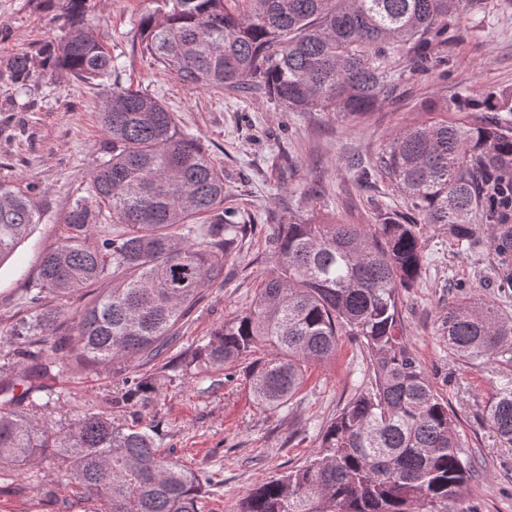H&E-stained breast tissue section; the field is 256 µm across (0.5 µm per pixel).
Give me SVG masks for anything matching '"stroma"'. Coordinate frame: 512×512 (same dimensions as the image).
Here are the masks:
<instances>
[{"label": "stroma", "instance_id": "obj_1", "mask_svg": "<svg viewBox=\"0 0 512 512\" xmlns=\"http://www.w3.org/2000/svg\"><path fill=\"white\" fill-rule=\"evenodd\" d=\"M155 0H92L85 25L117 65L112 82L158 98L179 128L201 140L224 173V207L248 227L224 266V279L206 288L180 329L167 368L147 366L152 389L137 403L121 399L120 377L108 369L89 375L77 367L40 378L41 392L23 413L51 424L69 439L83 415L97 413L154 436L162 453L207 474L203 512H237L243 497L272 476L302 466L319 433L366 381L365 354L353 337L339 339L334 360L310 366L286 405H258L243 364L196 373L186 363L195 346L250 307L274 260L272 224L296 218L324 224H372L379 211H405L406 202L381 172L378 154L402 128L460 111L465 95L512 97V0H476L451 25L448 61L425 68L390 54L398 81L364 115L314 110L291 112L262 92L199 89L159 70L139 48V23ZM46 0H0V60L36 54L65 35ZM105 87L66 72L37 76L27 89L0 81V183L28 190L39 216L34 233L0 267V354L16 320L30 311L43 253L59 240L77 201L94 204L90 177L104 158L99 114ZM425 269L405 293L402 317L409 345L435 390L448 401L464 451L477 463L465 488L476 512H512V447H501L487 423L500 383L512 379V361L498 358L470 369L449 357L441 333L448 304L457 296L486 298L512 312V291L494 288L490 253L475 254L432 224L424 230ZM83 502L57 464L0 465V512H96Z\"/></svg>", "mask_w": 512, "mask_h": 512}]
</instances>
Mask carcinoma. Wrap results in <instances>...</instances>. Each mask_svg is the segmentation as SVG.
Masks as SVG:
<instances>
[{
	"label": "carcinoma",
	"instance_id": "1",
	"mask_svg": "<svg viewBox=\"0 0 512 512\" xmlns=\"http://www.w3.org/2000/svg\"><path fill=\"white\" fill-rule=\"evenodd\" d=\"M67 34L38 59L0 61V79L23 87L35 68L105 83L116 67L84 26L87 0H62ZM463 0H157L140 22V48L164 72L194 88L266 91L294 112L364 114L395 85L389 49L412 63L440 57ZM478 123L410 126L381 151L385 174L411 215L384 212L377 224H275L274 266L248 310L196 347L193 361L223 369L250 360L246 375L259 404L285 405L309 366L336 355L338 336L364 350L370 385L328 422L305 466L256 486L237 512H474L462 504L474 476L445 401L404 336L402 291L421 277L428 224L472 249L488 226L495 287L512 290V105L465 96ZM110 144L92 173L98 207L112 233L96 236L97 214L83 202L41 259L33 312L12 326L0 356V464L58 461L85 501L103 512H201L202 476L163 455L148 433L85 416L68 446L53 428H31L17 404L39 391L34 378L72 364L122 377V400L150 388L132 363L156 364L202 291L224 277L245 225L227 221L224 173L194 136L180 131L157 98L110 87L100 112ZM209 214L214 220L198 224ZM27 191L0 184V267L32 233ZM107 283L58 335L64 303ZM51 297L56 305L43 303ZM448 355L467 368L512 354V314L488 300L459 297L443 322ZM52 343L57 356L48 357ZM269 353L253 358L261 348ZM25 389L15 394L17 386ZM488 422L512 446V380L498 390Z\"/></svg>",
	"mask_w": 512,
	"mask_h": 512
}]
</instances>
